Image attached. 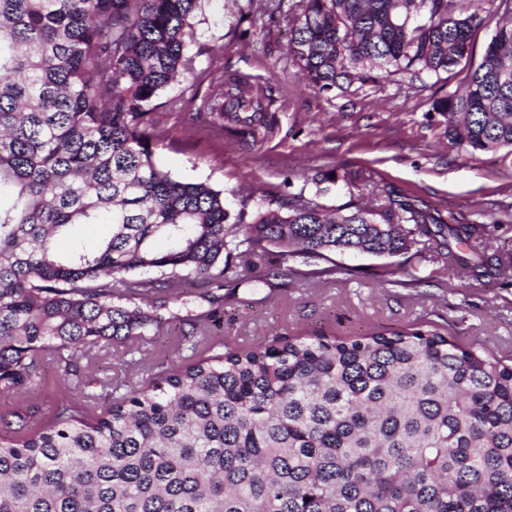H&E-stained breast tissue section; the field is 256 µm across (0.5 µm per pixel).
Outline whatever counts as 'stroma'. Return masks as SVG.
Here are the masks:
<instances>
[{"instance_id":"35a3bbf8","label":"stroma","mask_w":512,"mask_h":512,"mask_svg":"<svg viewBox=\"0 0 512 512\" xmlns=\"http://www.w3.org/2000/svg\"><path fill=\"white\" fill-rule=\"evenodd\" d=\"M290 10L270 14L265 0H202L194 20L195 69L168 89L182 107L159 108L153 129L156 161L179 180L223 190L237 213L242 196L299 191L336 210L349 201L384 205L385 190L425 202L444 222L484 228L481 252L502 259L505 272L474 277L468 268L437 263L425 253L396 257L334 253L329 261L291 263L287 275L253 286L225 282L215 340L254 346L274 336H359L379 328L429 322L461 346H476L512 361V157L483 153L476 159L452 147L432 112L434 99L463 81L456 71L441 81L381 84L319 92L298 76L288 52ZM245 77L252 94L272 96L278 123L260 147L211 132V115L198 106L209 73ZM337 176L325 192L311 182L319 172ZM353 176L345 182L343 173ZM333 275H322L324 267ZM178 324L163 327L141 351L114 350L90 363L99 377L140 386L170 369ZM33 393L0 394V434L16 406L31 405V429L48 423L60 398L69 396L62 370L44 360Z\"/></svg>"}]
</instances>
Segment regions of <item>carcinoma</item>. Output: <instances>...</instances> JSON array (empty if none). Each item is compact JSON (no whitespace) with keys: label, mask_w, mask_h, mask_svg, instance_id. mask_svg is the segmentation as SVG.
Segmentation results:
<instances>
[{"label":"carcinoma","mask_w":512,"mask_h":512,"mask_svg":"<svg viewBox=\"0 0 512 512\" xmlns=\"http://www.w3.org/2000/svg\"><path fill=\"white\" fill-rule=\"evenodd\" d=\"M199 2L0 0V393L38 387L46 358L85 391L38 431L12 412L0 512H512V364L431 324L226 345L139 387L75 365L174 319V350L196 351L216 310L183 303L181 315L154 294L192 275L248 283L238 267L270 247L285 263L421 248L446 264L461 244L472 271L493 273L482 226L446 224L409 197L342 214L302 190L267 195L247 222L252 196L233 216L221 191L162 168L148 128L194 70ZM503 6L512 13V0H300L288 51L319 92L466 69L432 104L448 142L512 155V17L472 62L474 29ZM242 87L212 71L199 111L221 131L242 124L256 146L277 118L225 111ZM86 224L111 232L89 244ZM100 397L111 406L93 417Z\"/></svg>","instance_id":"cac0c4a2"}]
</instances>
